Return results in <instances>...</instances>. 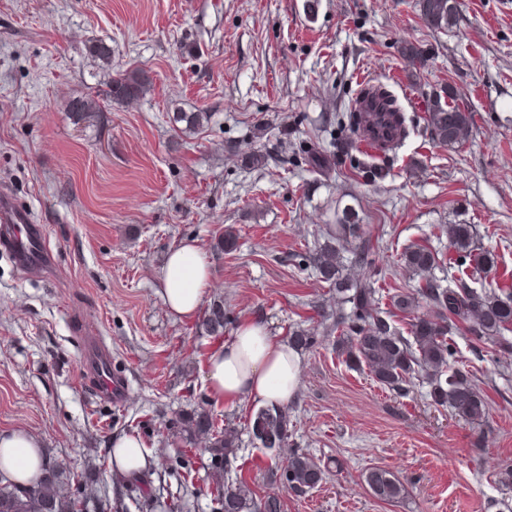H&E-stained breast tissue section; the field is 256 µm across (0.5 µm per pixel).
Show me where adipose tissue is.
<instances>
[{
  "mask_svg": "<svg viewBox=\"0 0 512 512\" xmlns=\"http://www.w3.org/2000/svg\"><path fill=\"white\" fill-rule=\"evenodd\" d=\"M159 293L169 312L180 319L193 318L211 280V266L192 241L173 248L160 270ZM301 358L287 343L270 336L263 324H241L234 336L216 346L207 360L206 383L217 400H251L284 406L299 391ZM45 450L28 432L0 431V471L18 485L41 479Z\"/></svg>",
  "mask_w": 512,
  "mask_h": 512,
  "instance_id": "ef3b65f1",
  "label": "adipose tissue"
}]
</instances>
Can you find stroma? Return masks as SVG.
I'll return each instance as SVG.
<instances>
[{
  "mask_svg": "<svg viewBox=\"0 0 512 512\" xmlns=\"http://www.w3.org/2000/svg\"><path fill=\"white\" fill-rule=\"evenodd\" d=\"M415 3L318 0L311 15L306 0H0V184L32 207L55 256L47 280L19 276L0 252V431H28L61 480L124 495L130 512H142L139 497L113 482L104 458L114 439L139 436L156 495L211 512L205 469L185 484L172 472L182 445L165 425L202 404L241 427L258 406L211 397L214 338L199 319L174 318L158 293L167 253L190 240L213 270L204 303L220 297L232 312L225 337L257 321L283 341L298 327L317 338L300 352L289 442L325 479L289 494L268 478L282 454L247 436L230 478L279 494L285 512H512V488L498 481L512 468V357L491 349L479 358L455 338L464 368L482 380V420L432 404L420 377L397 396L338 359L326 318L336 292L304 263L341 206L370 244L365 283L400 331L409 318L394 300L418 285L401 264L405 248L438 252L442 287L459 276L441 225H477L496 254L497 273L477 291L512 283V0H457L445 30L428 27ZM95 41L111 46L113 70H149L153 88L80 120L68 101L107 81L88 54ZM407 42L427 50L422 64L403 58ZM448 85L474 125L466 142L445 146L426 112ZM368 91L390 95L404 117L394 146L353 152L386 163L384 181L357 180L353 161L326 172L281 164L284 153L330 147ZM177 112L210 118L180 137ZM252 150L267 153L265 168L241 165ZM228 229L235 250H217ZM81 321L112 345L129 382L120 405L97 403L81 381ZM374 466L402 481L399 499L373 497L363 475Z\"/></svg>",
  "mask_w": 512,
  "mask_h": 512,
  "instance_id": "35a3bbf8",
  "label": "stroma"
}]
</instances>
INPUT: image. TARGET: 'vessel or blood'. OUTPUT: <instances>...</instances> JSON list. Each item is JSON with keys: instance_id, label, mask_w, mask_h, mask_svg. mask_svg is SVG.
Segmentation results:
<instances>
[{"instance_id": "1", "label": "vessel or blood", "mask_w": 512, "mask_h": 512, "mask_svg": "<svg viewBox=\"0 0 512 512\" xmlns=\"http://www.w3.org/2000/svg\"><path fill=\"white\" fill-rule=\"evenodd\" d=\"M0 248L7 250L15 266L27 274L51 275L54 259L41 227L33 224L26 208L6 190H0ZM82 373L84 384L92 386L102 404L120 403L128 390L127 380L112 370V348L103 342L97 330L81 325Z\"/></svg>"}]
</instances>
